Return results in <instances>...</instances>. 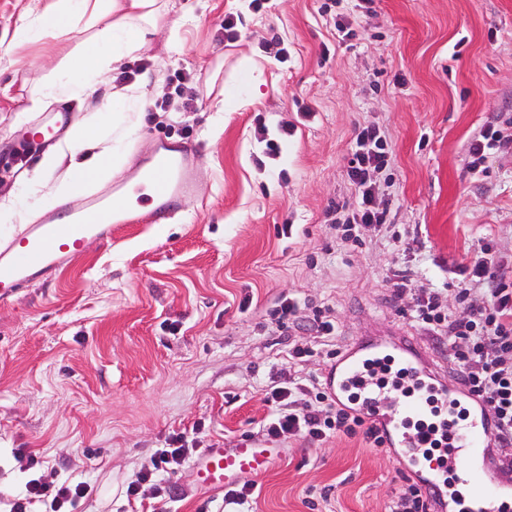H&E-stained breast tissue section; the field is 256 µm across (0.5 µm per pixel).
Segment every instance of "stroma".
Instances as JSON below:
<instances>
[{
	"instance_id": "35a3bbf8",
	"label": "stroma",
	"mask_w": 512,
	"mask_h": 512,
	"mask_svg": "<svg viewBox=\"0 0 512 512\" xmlns=\"http://www.w3.org/2000/svg\"><path fill=\"white\" fill-rule=\"evenodd\" d=\"M29 0H0V196L14 217L48 211L46 186L29 182L32 162L11 163L37 112L23 106L37 81L63 85L95 27L78 25L55 40L14 30ZM324 0H175L139 60L150 99L168 91L170 69L200 76L197 111L177 115L198 150L197 192L171 224H124L94 241L49 279L0 302V512L23 498L29 479L86 482L78 512H238L223 494L198 488L193 457L175 473L174 497L156 498L128 481L151 466L170 435L185 433L199 452L260 435L271 409L265 393L297 376L321 377L329 352L357 340L392 336L420 342L431 361L452 370L443 338L397 312L387 270L406 271L420 288H451L481 239L512 268V151H491L471 168L469 146L488 124L512 123V0H341L357 36L340 40ZM239 14L241 33L225 45L220 23ZM288 48L278 61L275 41ZM119 68L94 77L87 97H60L53 111L71 123L101 126L125 156L128 177L160 139H178L148 112L137 138H125L112 98ZM234 86L240 107L214 127L216 101ZM267 128L258 139L257 124ZM292 133L281 137L282 124ZM375 125L393 153L376 180L387 224L363 229V246L337 249L327 227L330 202H354L346 181L361 128ZM280 146L266 157L267 139ZM417 233L413 251L392 233ZM333 308L338 332L303 366L288 361L287 337L271 312L283 297ZM278 463L255 477L250 512H386L417 476L395 449L376 450L344 434L313 445L281 436ZM30 449L41 469L15 451Z\"/></svg>"
}]
</instances>
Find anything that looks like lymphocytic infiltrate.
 <instances>
[{"label": "lymphocytic infiltrate", "instance_id": "obj_1", "mask_svg": "<svg viewBox=\"0 0 512 512\" xmlns=\"http://www.w3.org/2000/svg\"><path fill=\"white\" fill-rule=\"evenodd\" d=\"M388 143L377 127L362 128L356 148L348 162L347 179L357 194L356 208L347 204L329 205L326 215L330 229L337 233L340 247L361 245V228L386 222L375 197L380 187L374 173L389 165ZM492 243H483L467 267L468 274L454 290V307H447L442 293L433 288L414 287L410 278L391 271L386 284L391 294L407 300L402 314L410 322L426 327L446 338L448 355L454 365L452 378L487 406L493 422L496 447L502 448L500 470L512 476V281L507 270L495 261ZM276 331L327 339L336 333V320L331 307L314 309L312 314L300 312L297 300L288 298L272 313ZM297 382L271 388L266 399L274 409L264 420L261 430L270 438L299 436L310 442H323L338 434H363L374 448L385 445V437L375 424L334 401L321 388L319 380H311L307 388L313 400L297 406L294 395ZM183 435H173L166 448L158 450L152 460V471L139 473L126 487L127 496L139 493L140 485L151 479L153 472H175L187 455ZM29 499L43 502L48 512H75L89 488L85 483L55 484L31 479L26 484Z\"/></svg>", "mask_w": 512, "mask_h": 512}]
</instances>
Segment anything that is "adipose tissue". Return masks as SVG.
I'll use <instances>...</instances> for the list:
<instances>
[{
    "instance_id": "ef3b65f1",
    "label": "adipose tissue",
    "mask_w": 512,
    "mask_h": 512,
    "mask_svg": "<svg viewBox=\"0 0 512 512\" xmlns=\"http://www.w3.org/2000/svg\"><path fill=\"white\" fill-rule=\"evenodd\" d=\"M89 15L91 21L101 23L98 33L100 40L115 42L113 61L138 53L147 42L149 27L155 24L160 14L158 0H49L36 15L22 13L18 18L16 38H23L29 26H37L46 38L64 35L73 25L76 16ZM96 129L78 124L72 127L68 136L45 155L33 170L36 180L46 179L65 157L97 145ZM112 163L106 154H98L85 163L72 162L66 177L51 192L59 198L72 195L80 179H107L112 175Z\"/></svg>"
}]
</instances>
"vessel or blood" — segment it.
Returning a JSON list of instances; mask_svg holds the SVG:
<instances>
[{
  "mask_svg": "<svg viewBox=\"0 0 512 512\" xmlns=\"http://www.w3.org/2000/svg\"><path fill=\"white\" fill-rule=\"evenodd\" d=\"M196 161L197 154L189 146L163 144L155 149L149 166L138 176V187L145 190L150 207L148 215L119 205V197L130 189L128 181L121 180L97 193L78 195L64 204L62 212H48L1 239L0 301L49 278L88 242L110 239L118 225L137 224L145 218L153 224L172 221L195 196ZM62 213L67 223H59ZM324 378L337 401L375 422L388 447L403 449L412 459L424 445L415 420L426 416L430 403L443 408L468 404L466 418L449 415L438 422V429L448 433V449L442 455L420 459L423 485L434 492L447 481L462 487L461 512H512V496L490 471L493 430L484 404L432 371L418 347L358 342L325 370ZM277 458L265 440L248 437L208 449L192 470L200 487L221 492L242 479L268 472Z\"/></svg>",
  "mask_w": 512,
  "mask_h": 512,
  "instance_id": "b4317fda",
  "label": "vessel or blood"
}]
</instances>
